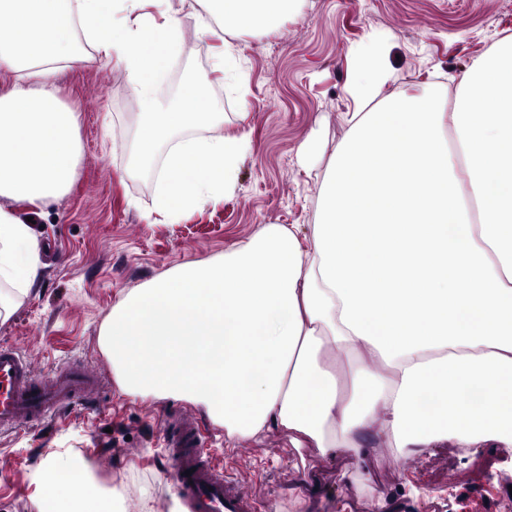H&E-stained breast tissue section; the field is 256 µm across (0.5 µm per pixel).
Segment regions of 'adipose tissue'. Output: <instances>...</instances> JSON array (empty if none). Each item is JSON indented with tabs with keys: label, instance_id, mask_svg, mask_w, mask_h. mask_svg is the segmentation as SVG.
<instances>
[{
	"label": "adipose tissue",
	"instance_id": "1",
	"mask_svg": "<svg viewBox=\"0 0 512 512\" xmlns=\"http://www.w3.org/2000/svg\"><path fill=\"white\" fill-rule=\"evenodd\" d=\"M195 31L238 20L273 26L296 0H205ZM0 324L36 288L32 224L66 194L82 158L77 115L52 77L78 41L122 67L140 107L129 175L153 172L155 213L178 223L231 192L247 134L204 136L224 108L198 74L159 104L184 20L171 0H0ZM348 132L331 158L308 235L267 224L219 257L191 261L122 296L101 326L120 389L178 397L223 423L225 441L275 430L293 448H348L367 465L379 442L512 448V37L470 65L456 100L382 99L389 49L357 56ZM346 361L342 389L333 358ZM385 368L369 376L366 359ZM57 493L36 512H127L79 453L46 454L34 473Z\"/></svg>",
	"mask_w": 512,
	"mask_h": 512
}]
</instances>
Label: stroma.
Wrapping results in <instances>:
<instances>
[{
  "label": "stroma",
  "instance_id": "stroma-1",
  "mask_svg": "<svg viewBox=\"0 0 512 512\" xmlns=\"http://www.w3.org/2000/svg\"><path fill=\"white\" fill-rule=\"evenodd\" d=\"M512 36V0H298L275 26L227 23L210 38L185 27L181 63L209 72L224 102L216 136L247 133L237 185L176 224L145 221L155 205L153 173L125 176L138 146L137 114L124 73L80 46L82 63L57 73L79 114L82 161L71 190L42 207L34 229L41 279L0 345L17 346L37 374L79 361L100 389L41 427L0 433V512H35L45 489L32 476L48 451L70 448L103 481L122 484L129 512L150 496L168 512L179 486L167 421L200 417L214 435L203 449L253 499L257 512H512V448L444 446L424 453L377 449L368 480L359 458L339 449H293L286 432L224 442L223 424L185 399H140L121 391L99 341L113 304L157 275L220 256L265 224L313 223L325 171L347 132L356 55L367 38L386 40L393 77L381 96L455 92L474 59ZM240 48L244 94L229 91L215 62L224 40ZM246 113L239 121L238 113Z\"/></svg>",
  "mask_w": 512,
  "mask_h": 512
}]
</instances>
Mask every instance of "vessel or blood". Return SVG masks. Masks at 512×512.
I'll return each instance as SVG.
<instances>
[{"mask_svg": "<svg viewBox=\"0 0 512 512\" xmlns=\"http://www.w3.org/2000/svg\"><path fill=\"white\" fill-rule=\"evenodd\" d=\"M100 384L82 366L65 363L47 376L34 374L15 346L0 345V430L44 421L50 414L84 400ZM169 446L176 477L189 512H253L255 508L224 478V471L200 450L204 428L189 415L170 419Z\"/></svg>", "mask_w": 512, "mask_h": 512, "instance_id": "b4317fda", "label": "vessel or blood"}]
</instances>
